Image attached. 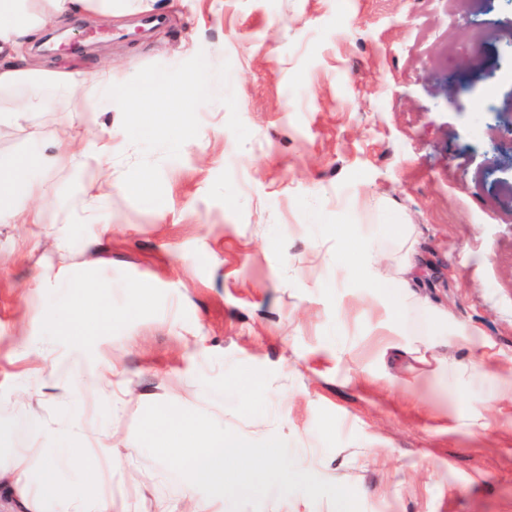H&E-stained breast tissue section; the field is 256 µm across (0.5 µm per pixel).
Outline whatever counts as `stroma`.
Returning <instances> with one entry per match:
<instances>
[{
	"label": "stroma",
	"mask_w": 512,
	"mask_h": 512,
	"mask_svg": "<svg viewBox=\"0 0 512 512\" xmlns=\"http://www.w3.org/2000/svg\"><path fill=\"white\" fill-rule=\"evenodd\" d=\"M164 26L139 29V15ZM76 52L33 58L82 72L112 64V181L100 218L73 219L82 160L44 171L37 201L70 241L62 264L86 300L119 319L54 335L25 301L49 254L40 224L0 223V450L40 458L66 417L113 423L139 453L112 478L125 512H179L189 479L141 446L169 387L203 425L252 448L288 444L307 488L251 495L241 512H512V408L486 383L408 387L415 364L377 343L437 331L436 314L476 326L458 362L512 370V0H131L103 21L59 25ZM194 78L174 135L127 116L145 95ZM383 225L418 241L424 305L388 306L395 283L340 270ZM97 240L95 251L84 245ZM148 304L129 313L133 289ZM45 349L29 358L24 342ZM126 372L119 411L61 403L100 353ZM63 364L56 386L40 381ZM484 404L481 432L455 425ZM47 431L36 434L31 413Z\"/></svg>",
	"instance_id": "obj_1"
}]
</instances>
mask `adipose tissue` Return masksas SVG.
Wrapping results in <instances>:
<instances>
[{
	"instance_id": "obj_1",
	"label": "adipose tissue",
	"mask_w": 512,
	"mask_h": 512,
	"mask_svg": "<svg viewBox=\"0 0 512 512\" xmlns=\"http://www.w3.org/2000/svg\"><path fill=\"white\" fill-rule=\"evenodd\" d=\"M112 7L113 0H0V53L5 56L0 63V97L10 99L8 108L0 111V130L23 127L31 112L51 110L50 101L25 93L26 88L42 84L51 85L64 97L70 96L76 87H83L82 110L88 116L82 128L62 118L52 126L29 130L27 154H0V196L16 202L14 208L0 211V222L43 223L44 216L36 202L47 187L39 171L68 166L78 150L83 153L87 185L95 198H111L109 169L114 132L109 127H97L95 122L96 115L112 98L110 70L81 75L67 70L48 71L15 56L14 50L22 41L36 39L45 29L55 26L71 11L108 14ZM380 234L377 224L367 225L363 230L365 246L360 265L367 281L375 288L387 283L391 279L392 261H399L404 277L392 302L401 308L420 305L409 278L417 254L413 240L406 236L399 241V258L386 254L376 262L372 255ZM39 317L46 328L69 332L89 318L108 322L115 314L108 300H96L90 307L84 298L69 296L56 303L40 304ZM447 344L448 334L443 331L428 339H411L405 345L394 340L389 347L404 349L421 362L432 361L427 378L439 380L448 372L463 383L484 378L493 399L512 402V375L487 378L477 364L449 362L439 353ZM182 399L179 389L171 390L170 408L160 414L155 429L166 443L154 447L152 453L162 461L184 459L191 466L193 485L204 488V495H188L184 512H226L235 492L273 494L291 482L306 484L305 474L291 462L281 439L268 440L255 453L236 441H222L211 448L196 447L201 428L188 414L179 411ZM116 443L113 430L86 431L72 422L57 431L53 447L44 449L40 460H32L24 451H11L6 459L0 460V480L9 484L19 512H117L112 477L121 469L124 456L117 452Z\"/></svg>"
}]
</instances>
